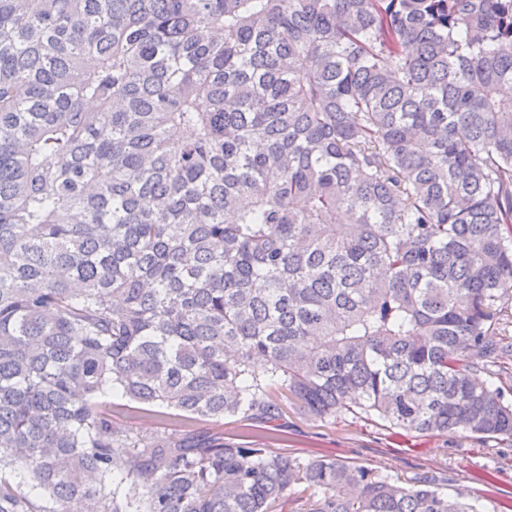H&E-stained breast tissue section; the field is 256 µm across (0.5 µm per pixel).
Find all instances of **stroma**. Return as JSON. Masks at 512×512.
Wrapping results in <instances>:
<instances>
[{"instance_id":"35a3bbf8","label":"stroma","mask_w":512,"mask_h":512,"mask_svg":"<svg viewBox=\"0 0 512 512\" xmlns=\"http://www.w3.org/2000/svg\"><path fill=\"white\" fill-rule=\"evenodd\" d=\"M270 448L305 461L330 455L401 483L435 482L448 495L465 493L479 512H512V441L418 436L344 412L313 421L294 411Z\"/></svg>"}]
</instances>
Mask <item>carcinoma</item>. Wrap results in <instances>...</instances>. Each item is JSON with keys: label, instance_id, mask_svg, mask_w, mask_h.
Segmentation results:
<instances>
[{"label": "carcinoma", "instance_id": "obj_1", "mask_svg": "<svg viewBox=\"0 0 512 512\" xmlns=\"http://www.w3.org/2000/svg\"><path fill=\"white\" fill-rule=\"evenodd\" d=\"M511 302L512 0H0V512H478L266 442L512 439ZM100 401L112 402L114 404V411L116 412L114 414L116 418L124 424L133 426L134 430L139 432L145 439L152 438L156 432L160 430V424L156 418L144 417V414L134 409V407L140 406L136 403L128 402V400L116 395H113V397H101Z\"/></svg>", "mask_w": 512, "mask_h": 512}]
</instances>
